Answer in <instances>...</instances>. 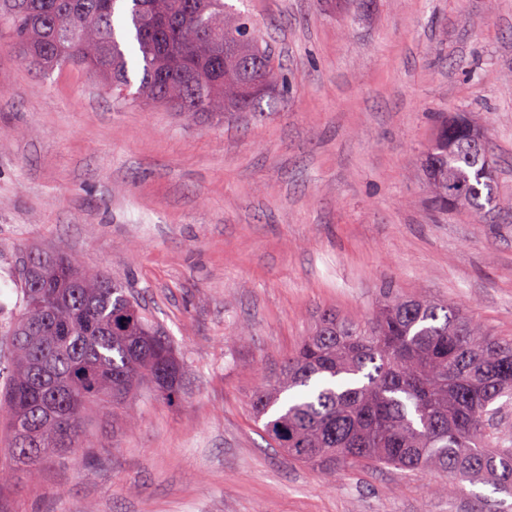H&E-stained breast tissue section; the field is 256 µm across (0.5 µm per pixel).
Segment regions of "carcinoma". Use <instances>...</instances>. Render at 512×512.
Listing matches in <instances>:
<instances>
[{"mask_svg": "<svg viewBox=\"0 0 512 512\" xmlns=\"http://www.w3.org/2000/svg\"><path fill=\"white\" fill-rule=\"evenodd\" d=\"M0 0V27L22 58L45 72L95 74L118 103L166 106L189 115L259 112L236 71L238 48L252 55L251 80L284 89L282 63L249 18L226 0ZM141 71L130 92L129 61ZM470 125L444 122L425 154L440 206L497 214L488 152L470 149ZM15 268V314L0 321L8 345L0 426L8 439L0 492L36 477L53 456L80 461L94 447L89 410L127 408L148 389L174 404L184 371L170 343L132 294L91 273L61 247ZM512 400V338L485 334L448 302L393 295L364 323L334 310L252 397L254 417L295 463L329 473L360 466L437 469L490 482L512 494V450L498 436L502 398Z\"/></svg>", "mask_w": 512, "mask_h": 512, "instance_id": "1", "label": "carcinoma"}]
</instances>
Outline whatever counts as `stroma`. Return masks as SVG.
<instances>
[{
    "instance_id": "obj_1",
    "label": "stroma",
    "mask_w": 512,
    "mask_h": 512,
    "mask_svg": "<svg viewBox=\"0 0 512 512\" xmlns=\"http://www.w3.org/2000/svg\"><path fill=\"white\" fill-rule=\"evenodd\" d=\"M282 60L260 111L190 117L44 73L0 29V305L19 249L61 246L125 281L183 359L184 398L134 426L94 413L95 464L52 457L5 512H512L434 470L329 474L272 448L250 408L321 311L387 288L512 337V213L434 207L422 155L478 124L512 202V0H233Z\"/></svg>"
}]
</instances>
